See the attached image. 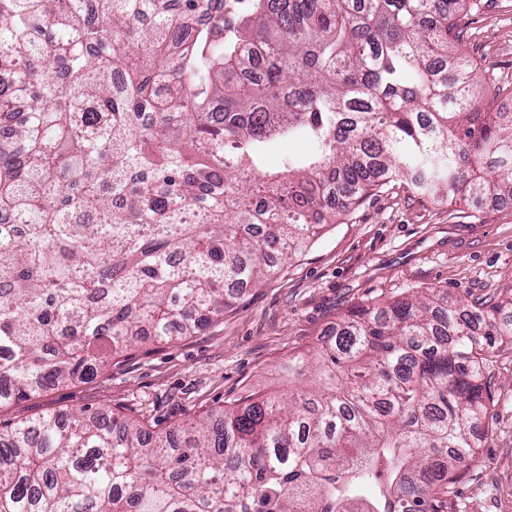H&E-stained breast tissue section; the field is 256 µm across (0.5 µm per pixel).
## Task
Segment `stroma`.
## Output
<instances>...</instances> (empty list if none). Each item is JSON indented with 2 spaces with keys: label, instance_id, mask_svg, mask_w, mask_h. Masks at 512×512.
<instances>
[{
  "label": "stroma",
  "instance_id": "stroma-1",
  "mask_svg": "<svg viewBox=\"0 0 512 512\" xmlns=\"http://www.w3.org/2000/svg\"><path fill=\"white\" fill-rule=\"evenodd\" d=\"M473 78L512 81V0L460 12ZM434 288L458 306L512 298V201L479 210L385 187L242 292L222 321L172 344L136 349L89 380L0 405L10 425L76 409L111 412L162 432L230 401L294 388L283 367L315 349L353 307ZM489 426L447 512H512V351L493 357Z\"/></svg>",
  "mask_w": 512,
  "mask_h": 512
}]
</instances>
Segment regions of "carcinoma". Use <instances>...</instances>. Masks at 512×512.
<instances>
[{
  "label": "carcinoma",
  "instance_id": "1",
  "mask_svg": "<svg viewBox=\"0 0 512 512\" xmlns=\"http://www.w3.org/2000/svg\"><path fill=\"white\" fill-rule=\"evenodd\" d=\"M464 2L0 0V112L30 106L0 129V404L223 319L392 182L512 199V112L474 108ZM85 101L107 120L81 131ZM287 137L309 153L260 170ZM505 346L512 299L361 306L288 360L315 387L286 398L154 438L81 410L0 426V512H445Z\"/></svg>",
  "mask_w": 512,
  "mask_h": 512
}]
</instances>
